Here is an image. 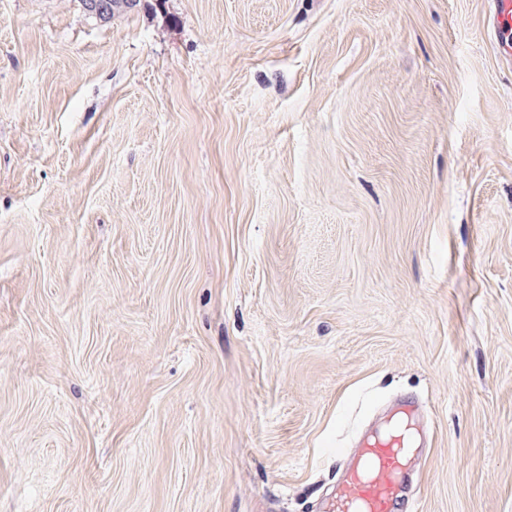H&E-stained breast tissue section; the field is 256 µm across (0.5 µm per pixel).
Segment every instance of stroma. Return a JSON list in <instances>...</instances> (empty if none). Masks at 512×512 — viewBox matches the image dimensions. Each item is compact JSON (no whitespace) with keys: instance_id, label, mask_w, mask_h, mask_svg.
Listing matches in <instances>:
<instances>
[{"instance_id":"1","label":"stroma","mask_w":512,"mask_h":512,"mask_svg":"<svg viewBox=\"0 0 512 512\" xmlns=\"http://www.w3.org/2000/svg\"><path fill=\"white\" fill-rule=\"evenodd\" d=\"M488 0H0V512H317L423 402L512 512V59ZM112 1L116 2L113 6V13ZM122 1L125 0H85L83 6L88 15L101 21H105L111 15H115L116 12L120 13L127 9L124 4H122Z\"/></svg>"}]
</instances>
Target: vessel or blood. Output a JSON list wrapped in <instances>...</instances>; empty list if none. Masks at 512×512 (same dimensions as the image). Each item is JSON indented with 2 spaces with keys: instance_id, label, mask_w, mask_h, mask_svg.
<instances>
[{
  "instance_id": "vessel-or-blood-1",
  "label": "vessel or blood",
  "mask_w": 512,
  "mask_h": 512,
  "mask_svg": "<svg viewBox=\"0 0 512 512\" xmlns=\"http://www.w3.org/2000/svg\"><path fill=\"white\" fill-rule=\"evenodd\" d=\"M492 21L500 35L499 53L512 56V0H492ZM413 401L401 405L397 418L367 437L345 467L323 512H410L406 498L409 461L414 453L409 419Z\"/></svg>"
}]
</instances>
